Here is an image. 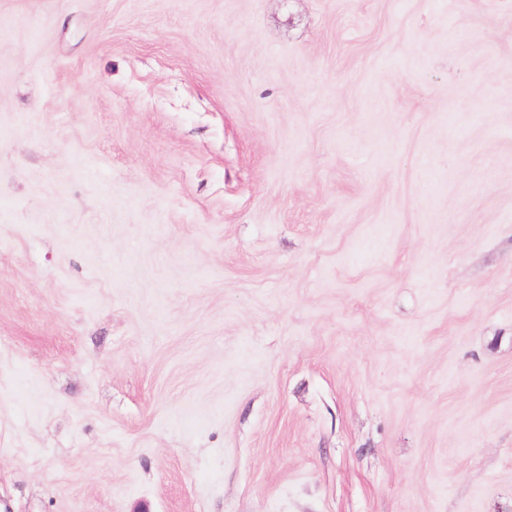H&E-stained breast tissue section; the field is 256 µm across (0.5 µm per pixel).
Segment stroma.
<instances>
[{"label":"stroma","mask_w":512,"mask_h":512,"mask_svg":"<svg viewBox=\"0 0 512 512\" xmlns=\"http://www.w3.org/2000/svg\"><path fill=\"white\" fill-rule=\"evenodd\" d=\"M0 512H512V0H0Z\"/></svg>","instance_id":"35a3bbf8"}]
</instances>
